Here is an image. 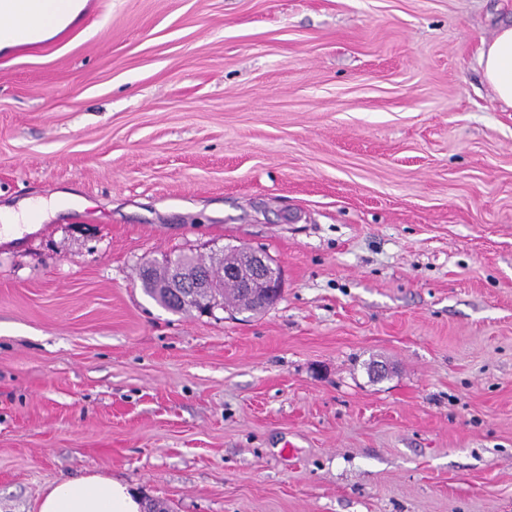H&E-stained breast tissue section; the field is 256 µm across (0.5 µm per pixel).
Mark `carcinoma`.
Here are the masks:
<instances>
[{
	"mask_svg": "<svg viewBox=\"0 0 512 512\" xmlns=\"http://www.w3.org/2000/svg\"><path fill=\"white\" fill-rule=\"evenodd\" d=\"M177 260L191 275H200L207 281L208 288L201 296L202 302L182 299L170 288L174 279L173 260L170 258L161 265L147 263L139 272L144 291L173 312H187L192 309L198 311L203 305L212 310L222 303L240 314L258 315L273 306V303L265 300L257 292L222 276L225 268L241 264L239 249L234 245L225 246L221 257L208 263L188 255L179 256Z\"/></svg>",
	"mask_w": 512,
	"mask_h": 512,
	"instance_id": "cac0c4a2",
	"label": "carcinoma"
}]
</instances>
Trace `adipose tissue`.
Instances as JSON below:
<instances>
[{
  "instance_id": "obj_1",
  "label": "adipose tissue",
  "mask_w": 512,
  "mask_h": 512,
  "mask_svg": "<svg viewBox=\"0 0 512 512\" xmlns=\"http://www.w3.org/2000/svg\"><path fill=\"white\" fill-rule=\"evenodd\" d=\"M478 65L498 101L512 108V26L482 44ZM143 498L127 482L92 473L50 485L37 512H142Z\"/></svg>"
}]
</instances>
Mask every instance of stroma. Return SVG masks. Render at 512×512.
Masks as SVG:
<instances>
[{
	"instance_id": "obj_1",
	"label": "stroma",
	"mask_w": 512,
	"mask_h": 512,
	"mask_svg": "<svg viewBox=\"0 0 512 512\" xmlns=\"http://www.w3.org/2000/svg\"><path fill=\"white\" fill-rule=\"evenodd\" d=\"M512 0H112L0 56V512L97 472L172 512H512ZM231 244L281 299L174 314ZM386 363L377 379L371 361ZM478 65L498 101L512 108V26H501L490 41L482 44ZM240 250L242 265H240L241 255L238 246L227 245L221 257L216 258L215 261L210 259L209 264L188 255L178 256L173 260L166 259L162 265L145 263L140 269L139 278L144 291L167 309L173 312H187L195 309L200 312L199 302L185 300L183 294L178 295L174 293L173 287L170 288L174 279L172 264L177 260L191 274H187L182 267L177 268L174 265L175 283L178 288L186 289L184 293L186 299L190 298L188 294L190 289L205 288L204 295L201 296L202 304L210 311L222 302L224 307H231L237 313L258 315L274 304L249 289H259L265 297L277 300L282 295L283 274L280 267L266 254L246 248H240ZM224 267L231 268L224 270ZM194 275L202 276L207 283ZM224 278L239 281L244 278V283L249 289L244 288L239 282L224 280Z\"/></svg>"
}]
</instances>
